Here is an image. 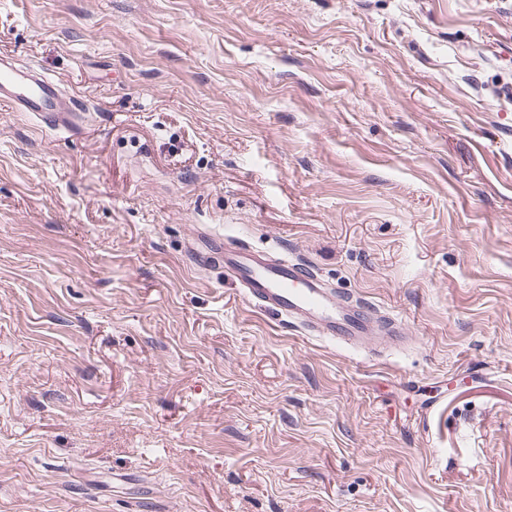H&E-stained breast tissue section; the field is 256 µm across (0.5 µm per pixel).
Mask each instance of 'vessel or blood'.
<instances>
[{"instance_id": "1", "label": "vessel or blood", "mask_w": 512, "mask_h": 512, "mask_svg": "<svg viewBox=\"0 0 512 512\" xmlns=\"http://www.w3.org/2000/svg\"><path fill=\"white\" fill-rule=\"evenodd\" d=\"M0 100L10 102L14 111L34 114L49 130L70 131L80 125L78 100L33 65L8 55H0ZM207 243L219 253L225 276L245 298L280 324L296 326L304 337L349 348L365 347L376 336L389 337L396 345L409 340L401 320L375 317L365 300L327 288L299 262L245 246L228 235H208Z\"/></svg>"}]
</instances>
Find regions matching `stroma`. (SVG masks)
Masks as SVG:
<instances>
[{"label": "stroma", "mask_w": 512, "mask_h": 512, "mask_svg": "<svg viewBox=\"0 0 512 512\" xmlns=\"http://www.w3.org/2000/svg\"><path fill=\"white\" fill-rule=\"evenodd\" d=\"M0 53L85 106L0 103V512H512V0H0ZM208 248L220 254L224 276L232 279L250 302L292 324L306 338L325 339L349 348H366L369 339L390 336L401 345L412 338L395 317L375 321L363 299L329 289L326 282L301 263L263 249L241 244L228 235H207Z\"/></svg>", "instance_id": "35a3bbf8"}]
</instances>
